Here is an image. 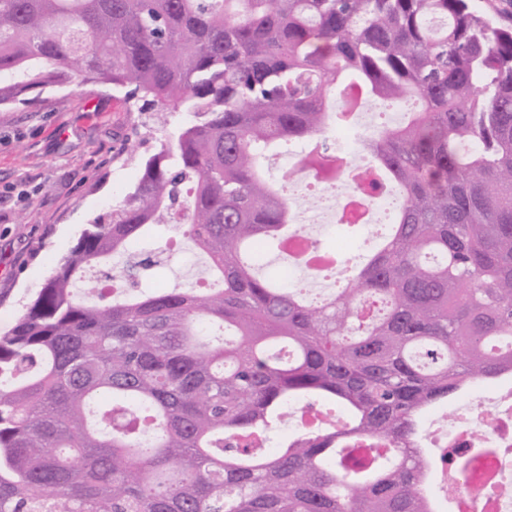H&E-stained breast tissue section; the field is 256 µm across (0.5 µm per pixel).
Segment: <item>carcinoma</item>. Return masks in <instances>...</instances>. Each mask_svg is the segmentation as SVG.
Here are the masks:
<instances>
[{"label": "carcinoma", "instance_id": "obj_1", "mask_svg": "<svg viewBox=\"0 0 512 512\" xmlns=\"http://www.w3.org/2000/svg\"><path fill=\"white\" fill-rule=\"evenodd\" d=\"M73 83L192 121L0 332V512H433L423 414L512 374V28L472 0H0V105ZM348 89L416 111L361 138L395 219L364 262L314 243L343 270L315 298L253 272L316 184L261 169L302 140L299 171L359 176ZM168 214L216 287L139 291L146 257L119 301L74 292ZM300 398L342 425L272 441Z\"/></svg>", "mask_w": 512, "mask_h": 512}]
</instances>
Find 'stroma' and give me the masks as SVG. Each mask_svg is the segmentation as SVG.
Masks as SVG:
<instances>
[{"instance_id":"obj_1","label":"stroma","mask_w":512,"mask_h":512,"mask_svg":"<svg viewBox=\"0 0 512 512\" xmlns=\"http://www.w3.org/2000/svg\"><path fill=\"white\" fill-rule=\"evenodd\" d=\"M147 118L94 83L0 106V329L25 312L88 225L132 190L165 137L145 132ZM181 239L178 225L163 224L136 247L169 249L158 273L167 286L187 287L192 272L210 282L205 257Z\"/></svg>"}]
</instances>
